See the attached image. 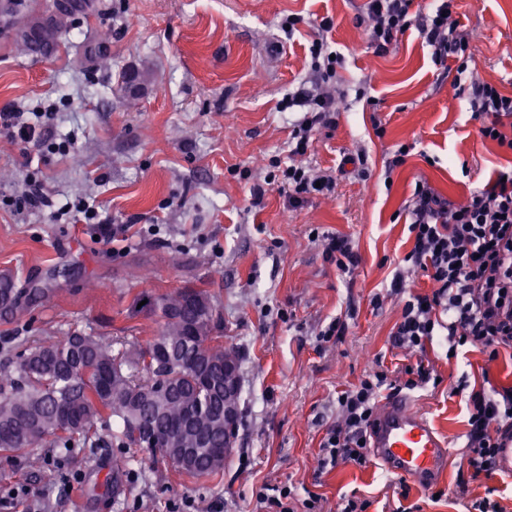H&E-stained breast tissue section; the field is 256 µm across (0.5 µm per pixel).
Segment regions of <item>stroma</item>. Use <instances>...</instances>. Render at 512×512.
I'll return each mask as SVG.
<instances>
[{
    "label": "stroma",
    "instance_id": "stroma-1",
    "mask_svg": "<svg viewBox=\"0 0 512 512\" xmlns=\"http://www.w3.org/2000/svg\"><path fill=\"white\" fill-rule=\"evenodd\" d=\"M96 9L62 36L51 55L20 52L0 41V108L53 107L54 133L68 136V155L24 144L0 128V200L21 195L26 154L40 157L38 174L53 199L70 205L61 219L0 208V273L18 284L51 282L54 301L0 322V364L20 345L78 328L109 339L146 342L159 324L127 309L145 287L166 293L206 288L224 319V340L241 356V422L224 472L195 479L161 465L127 475L124 506L87 489L111 469L113 449L90 456L72 450L74 478L49 490L26 456L0 454V512H176L183 497L199 512H254L255 493L288 485L296 499L321 496L334 507L355 493L368 512H388L399 475L379 461L320 471L321 437L336 420V397L367 372L402 371L407 351L390 335L402 303L372 309L373 292L388 287L393 268L413 247L404 210L416 181L428 182L457 203L499 171L512 153L482 140L466 100L455 97V68L440 69L416 30L399 36L382 56L368 48L355 17L363 0H95ZM304 17L301 34L282 43L280 23ZM328 38L346 57L340 71L345 99L335 128L320 132L306 164L327 169L364 152L368 177L342 176L335 194L288 210L278 191L253 207L247 185L232 168L263 179L269 157L285 155L301 108L282 99L310 83L308 47L321 17ZM457 17L475 53L473 72L512 94V0H458ZM107 26L108 66H91L76 48ZM142 77L133 95L125 73ZM364 89L367 98L355 97ZM405 163L386 172L400 145ZM469 175H462V168ZM114 224L135 226L99 242V225L86 223L78 202ZM351 236L362 257L352 277L328 263L312 231ZM347 318L339 340L318 344L315 333ZM443 337L426 346L436 386L412 392L418 413L445 437L451 459L438 487L441 500L410 487L422 512H464L466 500L493 492L512 512V476L499 472L457 483L465 465L468 430L464 395H450L461 375L485 389L512 387V355L496 360L472 350L446 356Z\"/></svg>",
    "mask_w": 512,
    "mask_h": 512
}]
</instances>
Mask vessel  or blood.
I'll return each mask as SVG.
<instances>
[{
  "label": "vessel or blood",
  "mask_w": 512,
  "mask_h": 512,
  "mask_svg": "<svg viewBox=\"0 0 512 512\" xmlns=\"http://www.w3.org/2000/svg\"><path fill=\"white\" fill-rule=\"evenodd\" d=\"M371 449L388 469L420 488L436 481L451 457L437 429L413 410L409 397L401 395L383 404L371 435Z\"/></svg>",
  "instance_id": "1"
}]
</instances>
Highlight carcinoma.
Instances as JSON below:
<instances>
[{
    "label": "carcinoma",
    "mask_w": 512,
    "mask_h": 512,
    "mask_svg": "<svg viewBox=\"0 0 512 512\" xmlns=\"http://www.w3.org/2000/svg\"><path fill=\"white\" fill-rule=\"evenodd\" d=\"M54 290L34 282L16 286L0 274V321L9 322L37 299L46 305ZM212 301L208 290L193 286L163 294L136 296L130 314L156 317L160 333L145 346L114 352L112 341L74 329L36 343L0 368V452L19 453L46 445L62 454L76 444L98 448L99 428L113 419L112 440L141 456L112 460V472L94 483L96 497L111 498L118 478L135 467L172 460L174 470L194 478L217 475L231 449L224 448V358L238 352L224 345V321L216 306L199 322L188 303ZM169 355L162 367L146 362L156 346ZM40 481L53 487L59 470L45 459L29 460Z\"/></svg>",
    "instance_id": "cac0c4a2"
}]
</instances>
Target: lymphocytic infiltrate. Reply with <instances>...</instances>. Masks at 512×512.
Here are the masks:
<instances>
[{"label":"lymphocytic infiltrate","mask_w":512,"mask_h":512,"mask_svg":"<svg viewBox=\"0 0 512 512\" xmlns=\"http://www.w3.org/2000/svg\"><path fill=\"white\" fill-rule=\"evenodd\" d=\"M455 2L436 0L435 8L422 15L413 10L415 0H366L357 21L366 25L368 47L374 54H387L399 35L414 28L428 46L434 65L443 68L449 60H456L458 78L453 89L468 100L482 139L512 150V95L500 93L492 83L467 77L473 47L453 16ZM320 27L322 37L309 47L314 90L291 93L282 101L283 109L298 106L305 110L289 133L287 160H273L272 171L260 182L252 180L249 171L239 173L249 183L253 206H260L273 188L292 210L336 189L335 171L319 172L300 162L316 133L336 126L338 71L345 56L326 38L334 27L332 17H323ZM406 211L414 246L396 267L386 292L373 294L370 304L378 310L386 297L401 300L392 342L417 352L418 357L405 367L403 377L376 370L338 393L340 419L326 429L319 445V466L326 471L343 464H369V437L381 394L423 389L437 382L434 365L421 352L438 331H446L453 353L474 348L494 360L512 352V171L504 178L488 180L463 204L443 198L426 182H416ZM319 240L337 271L353 275L361 257L352 239L324 232ZM416 274L431 281V292L414 291ZM454 391L467 395V471L474 479L491 475L498 469L497 452L503 439L512 437V388L489 392L470 387L463 379ZM256 512H324V508L321 497L311 495L298 503L291 488L282 486L260 490Z\"/></svg>","instance_id":"obj_1"}]
</instances>
